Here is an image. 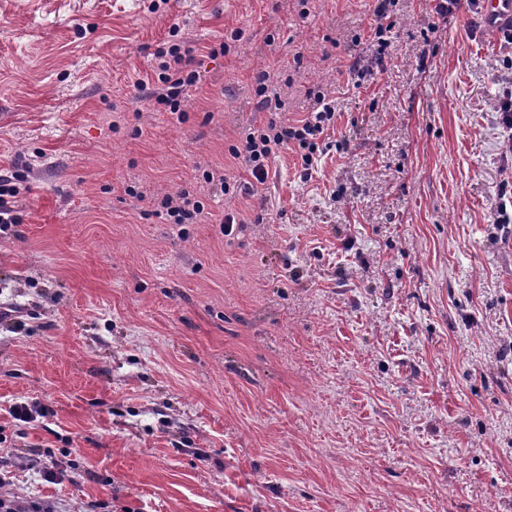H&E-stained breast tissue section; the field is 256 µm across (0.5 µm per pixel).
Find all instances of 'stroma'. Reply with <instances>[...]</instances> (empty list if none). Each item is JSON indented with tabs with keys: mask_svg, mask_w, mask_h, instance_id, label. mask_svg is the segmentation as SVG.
I'll return each instance as SVG.
<instances>
[{
	"mask_svg": "<svg viewBox=\"0 0 512 512\" xmlns=\"http://www.w3.org/2000/svg\"><path fill=\"white\" fill-rule=\"evenodd\" d=\"M436 5L397 0L358 86L373 0H0L7 491L60 512H512V45L468 0ZM174 25L231 44L181 122L131 104ZM264 70L282 117L320 93L336 112L311 178L283 150L260 198L228 148L269 118ZM129 185L192 189L208 216L169 223ZM49 452L72 463L54 484ZM396 0H375L376 6L374 8V13L378 18V25L375 29L373 41L376 42V56L373 61H367L364 63V60L359 58H354L351 64L349 65L348 71L351 77H357L359 82L360 80H364L367 76L372 75V63L380 64L385 58V51L388 47L387 39L384 36H387L388 33L395 26V21L393 19L394 12L393 7L395 6Z\"/></svg>",
	"mask_w": 512,
	"mask_h": 512,
	"instance_id": "stroma-1",
	"label": "stroma"
}]
</instances>
